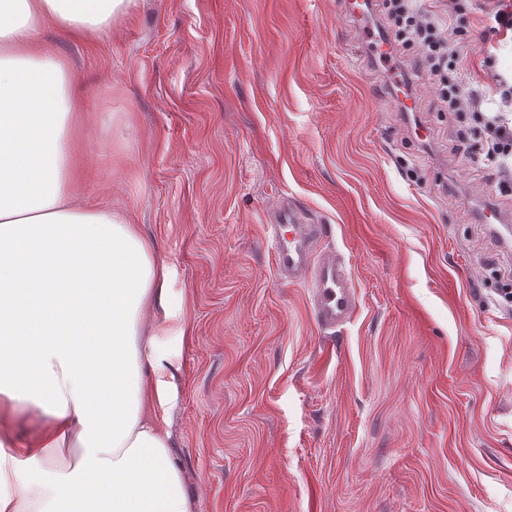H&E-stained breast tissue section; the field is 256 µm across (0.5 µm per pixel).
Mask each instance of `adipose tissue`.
<instances>
[{
    "label": "adipose tissue",
    "instance_id": "adipose-tissue-1",
    "mask_svg": "<svg viewBox=\"0 0 512 512\" xmlns=\"http://www.w3.org/2000/svg\"><path fill=\"white\" fill-rule=\"evenodd\" d=\"M132 3L0 0V512H191L149 318L169 268L123 215L73 205L81 107L35 38L47 20L108 33Z\"/></svg>",
    "mask_w": 512,
    "mask_h": 512
}]
</instances>
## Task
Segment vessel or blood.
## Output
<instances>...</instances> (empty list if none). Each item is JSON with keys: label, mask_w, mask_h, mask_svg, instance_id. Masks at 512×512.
Masks as SVG:
<instances>
[{"label": "vessel or blood", "mask_w": 512, "mask_h": 512, "mask_svg": "<svg viewBox=\"0 0 512 512\" xmlns=\"http://www.w3.org/2000/svg\"><path fill=\"white\" fill-rule=\"evenodd\" d=\"M269 232L276 239L275 268L288 283L305 282L319 324L336 328L347 323L357 308V295L348 267L332 252H318L323 235L319 224L305 223L298 209L281 205Z\"/></svg>", "instance_id": "vessel-or-blood-1"}]
</instances>
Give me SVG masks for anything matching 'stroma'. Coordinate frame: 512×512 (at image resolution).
Wrapping results in <instances>:
<instances>
[{
  "label": "stroma",
  "mask_w": 512,
  "mask_h": 512,
  "mask_svg": "<svg viewBox=\"0 0 512 512\" xmlns=\"http://www.w3.org/2000/svg\"><path fill=\"white\" fill-rule=\"evenodd\" d=\"M470 0L464 81L512 69ZM342 0H136L102 37L44 22L80 114L75 200L137 224L170 269L165 427L192 512H512V213L414 110ZM495 64H488V57ZM325 225L357 289L322 331L281 283V203Z\"/></svg>",
  "instance_id": "35a3bbf8"
}]
</instances>
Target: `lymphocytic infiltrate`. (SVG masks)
I'll return each mask as SVG.
<instances>
[{"mask_svg":"<svg viewBox=\"0 0 512 512\" xmlns=\"http://www.w3.org/2000/svg\"><path fill=\"white\" fill-rule=\"evenodd\" d=\"M388 17L396 29L399 47H413L415 73L433 86L437 104L451 112L459 122L474 120L483 126L480 140L465 131L453 137L454 150L461 160L481 163L492 169L495 187L502 196H512V83L495 78L498 109L484 111L486 93L468 87L462 80L465 71V38L452 19L465 10L464 0H449L446 14H438L417 0H386Z\"/></svg>","mask_w":512,"mask_h":512,"instance_id":"f902f5d3","label":"lymphocytic infiltrate"}]
</instances>
